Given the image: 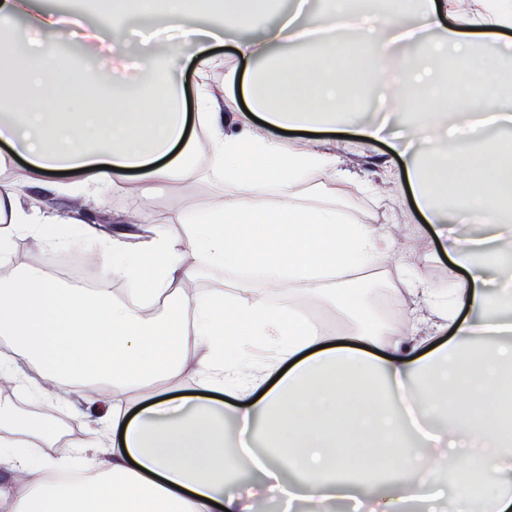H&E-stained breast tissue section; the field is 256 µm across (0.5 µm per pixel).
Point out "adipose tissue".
Listing matches in <instances>:
<instances>
[{
  "instance_id": "1",
  "label": "adipose tissue",
  "mask_w": 512,
  "mask_h": 512,
  "mask_svg": "<svg viewBox=\"0 0 512 512\" xmlns=\"http://www.w3.org/2000/svg\"><path fill=\"white\" fill-rule=\"evenodd\" d=\"M102 0L103 17L79 33L82 55L102 61L85 78L53 42L65 13L31 15L32 0H0V33L30 16L37 32L21 50L0 47V141L26 159L22 179H0V376L44 397L45 381L86 390L112 386V411L86 417V437L55 450L12 401H0V512H257L254 488L280 512H512V289L497 271L512 249V94L495 90L512 63V0ZM158 14L166 36L137 56L155 83L115 111L127 85L129 10ZM214 13L221 25L196 27ZM234 29L244 71L226 67L224 93L211 79L212 50ZM354 32L360 48L342 36ZM461 63L449 94L447 70ZM73 76L72 108L48 107L60 73ZM195 89L198 135L178 108ZM381 95L406 115L408 141L395 161L414 205L443 238L462 277L438 304L409 270L406 292L429 303L425 335L364 320L353 268L395 256L392 234L355 223L333 204H302L297 186L357 178L321 145L281 138L310 126L357 128L379 141L385 123L360 122L351 103ZM455 123H448V114ZM203 156L207 170L191 162ZM77 173L80 198L101 205L105 189L148 196L154 185L207 175L223 197L193 215L181 238L156 231L127 244L61 229L21 182ZM483 225L449 235L450 216ZM45 248L97 249L109 289L62 288L12 252L15 236ZM200 268L258 273L259 287L231 294L190 290ZM302 286L303 303L328 305L350 325L308 322L301 305L276 304L278 288ZM448 339L433 344L434 336ZM192 372L204 396L165 398L164 382ZM152 404L131 412L135 395ZM494 404L476 413L485 398ZM234 420L235 439L226 436ZM362 453H355V446Z\"/></svg>"
}]
</instances>
